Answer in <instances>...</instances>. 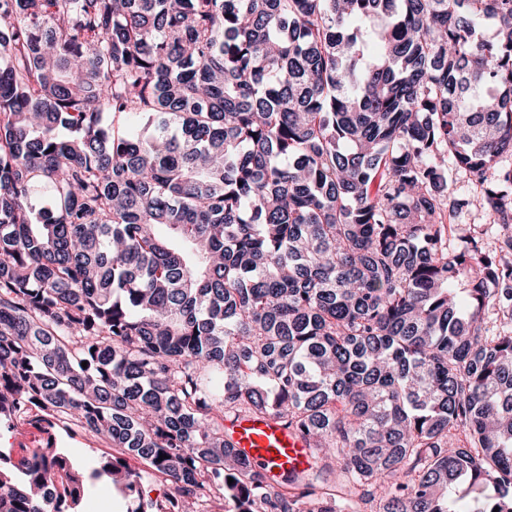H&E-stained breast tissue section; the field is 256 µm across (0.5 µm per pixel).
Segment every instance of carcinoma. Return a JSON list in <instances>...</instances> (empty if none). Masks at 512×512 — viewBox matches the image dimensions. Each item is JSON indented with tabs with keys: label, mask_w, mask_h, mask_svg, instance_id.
Segmentation results:
<instances>
[{
	"label": "carcinoma",
	"mask_w": 512,
	"mask_h": 512,
	"mask_svg": "<svg viewBox=\"0 0 512 512\" xmlns=\"http://www.w3.org/2000/svg\"><path fill=\"white\" fill-rule=\"evenodd\" d=\"M510 158L512 0H0V512H512ZM450 224L448 228V246L454 247L460 243L462 236L473 235L482 232L487 243L490 246H498L502 237H500L499 226L490 223L485 217L472 213H462L451 215L446 220ZM226 438L248 460L267 469L271 476L302 472L309 468L311 451L292 430L266 417H239L224 422ZM47 435L35 421L18 420L12 428H0V447L15 448V457L25 454L29 448H40ZM55 434L57 448H63L71 460L80 464H85L87 461L98 458L109 451L104 443L80 431L66 432L63 429L56 428ZM127 501L112 487L111 483H98L95 486L90 501L86 502L84 511L87 512H125Z\"/></svg>",
	"instance_id": "obj_1"
}]
</instances>
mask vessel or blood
I'll return each mask as SVG.
<instances>
[{
  "label": "vessel or blood",
  "instance_id": "vessel-or-blood-1",
  "mask_svg": "<svg viewBox=\"0 0 512 512\" xmlns=\"http://www.w3.org/2000/svg\"><path fill=\"white\" fill-rule=\"evenodd\" d=\"M227 439L248 460L270 475L301 472L309 468L311 451L292 430L265 417H240L225 422Z\"/></svg>",
  "mask_w": 512,
  "mask_h": 512
}]
</instances>
